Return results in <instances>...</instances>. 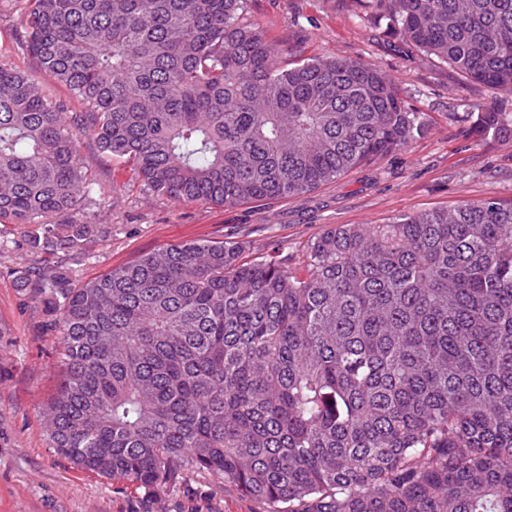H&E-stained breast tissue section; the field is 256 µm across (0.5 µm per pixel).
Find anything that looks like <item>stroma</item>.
Here are the masks:
<instances>
[{
    "mask_svg": "<svg viewBox=\"0 0 512 512\" xmlns=\"http://www.w3.org/2000/svg\"><path fill=\"white\" fill-rule=\"evenodd\" d=\"M26 9L27 0H0V63L30 73ZM250 12L270 41L298 46L301 57L377 64L420 113L425 135L313 192L233 208L153 195L129 166L82 138L80 160L92 176L89 219L106 235L72 262V287L161 246L194 241H241L251 256L278 244L298 268L308 244L337 224H384L485 197L512 201V136L479 135L470 119L484 108L512 113V93L464 82L374 25L353 0H251ZM22 237V227L0 224V512H266L264 503L194 469L154 495L81 471L57 453L43 411L60 382V338L46 305L14 277L31 262Z\"/></svg>",
    "mask_w": 512,
    "mask_h": 512,
    "instance_id": "stroma-1",
    "label": "stroma"
}]
</instances>
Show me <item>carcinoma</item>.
Returning <instances> with one entry per match:
<instances>
[{"mask_svg": "<svg viewBox=\"0 0 512 512\" xmlns=\"http://www.w3.org/2000/svg\"><path fill=\"white\" fill-rule=\"evenodd\" d=\"M250 0H28L37 69L63 112L0 65V222L80 257L83 137L153 193L224 207L296 196L408 147L424 123L378 65L283 63ZM459 77L512 93V0H360ZM482 135L512 115L471 113ZM160 247L79 288L14 275L61 336L47 402L59 454L158 491L186 468L269 512H512V203L338 224L299 270L281 248Z\"/></svg>", "mask_w": 512, "mask_h": 512, "instance_id": "obj_1", "label": "carcinoma"}]
</instances>
